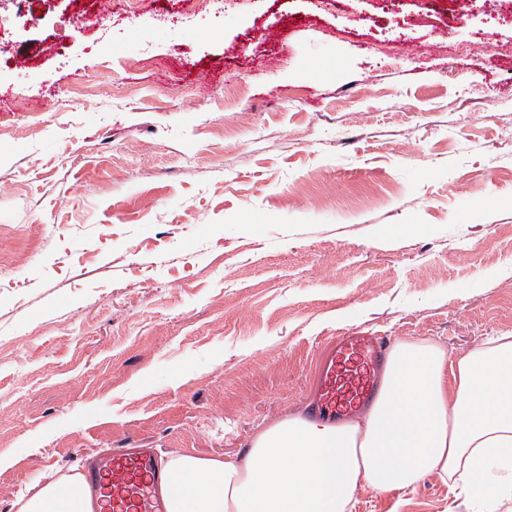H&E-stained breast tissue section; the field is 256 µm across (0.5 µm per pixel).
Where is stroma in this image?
<instances>
[{"label":"stroma","instance_id":"35a3bbf8","mask_svg":"<svg viewBox=\"0 0 512 512\" xmlns=\"http://www.w3.org/2000/svg\"><path fill=\"white\" fill-rule=\"evenodd\" d=\"M75 7L0 0V512L238 460L336 336L512 333V0H112L97 51ZM68 493L63 494L61 491ZM89 501L78 475L50 483L30 496L21 512H89Z\"/></svg>","mask_w":512,"mask_h":512}]
</instances>
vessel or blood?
I'll return each mask as SVG.
<instances>
[{
	"label": "vessel or blood",
	"instance_id": "vessel-or-blood-1",
	"mask_svg": "<svg viewBox=\"0 0 512 512\" xmlns=\"http://www.w3.org/2000/svg\"><path fill=\"white\" fill-rule=\"evenodd\" d=\"M389 351L390 342L383 336L352 332L337 337L320 366L316 413L333 422L370 405ZM168 479L146 448L112 451L83 471L94 512H167L160 489Z\"/></svg>",
	"mask_w": 512,
	"mask_h": 512
}]
</instances>
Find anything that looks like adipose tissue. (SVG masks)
<instances>
[{"label": "adipose tissue", "mask_w": 512, "mask_h": 512, "mask_svg": "<svg viewBox=\"0 0 512 512\" xmlns=\"http://www.w3.org/2000/svg\"><path fill=\"white\" fill-rule=\"evenodd\" d=\"M168 512H350L357 488L403 490L426 476L471 501L512 502V334L448 355L403 342L376 400L330 424L297 414L256 432L243 463L170 457ZM21 512H89L80 477L48 484Z\"/></svg>", "instance_id": "ef3b65f1"}]
</instances>
